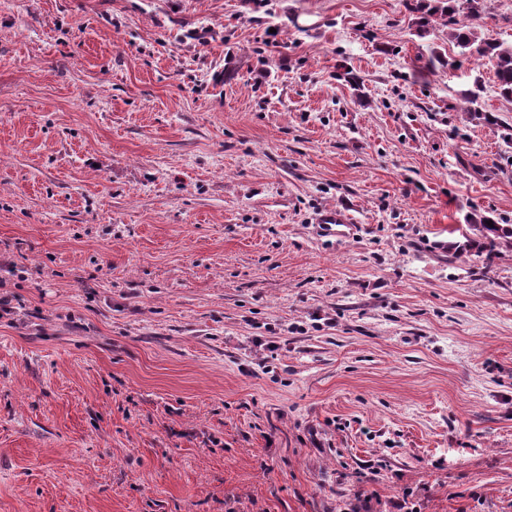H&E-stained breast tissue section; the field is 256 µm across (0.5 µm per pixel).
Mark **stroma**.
<instances>
[{"instance_id":"obj_1","label":"stroma","mask_w":512,"mask_h":512,"mask_svg":"<svg viewBox=\"0 0 512 512\" xmlns=\"http://www.w3.org/2000/svg\"><path fill=\"white\" fill-rule=\"evenodd\" d=\"M413 19L0 0V512H512V101ZM486 221L492 220L483 218L479 220V224H474L479 234L478 240L474 239L471 243L477 246L479 252L492 257L501 253L500 250L505 247L512 248V225L493 222V227H490Z\"/></svg>"}]
</instances>
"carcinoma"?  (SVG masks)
<instances>
[{
  "instance_id": "carcinoma-1",
  "label": "carcinoma",
  "mask_w": 512,
  "mask_h": 512,
  "mask_svg": "<svg viewBox=\"0 0 512 512\" xmlns=\"http://www.w3.org/2000/svg\"><path fill=\"white\" fill-rule=\"evenodd\" d=\"M489 0H413L410 10L419 14L417 24L423 28L432 19L440 17L448 26V40L460 48L458 56L443 58L436 56L442 65L454 70L461 62L474 59L486 60L492 64L495 83L500 95L512 99V44L507 45L493 36L481 31L480 20L490 10ZM481 77L474 78L472 87L463 91L461 97L466 103V111L481 112ZM478 238L473 240L479 252L489 257L496 256L500 250L512 248V225L495 224L488 226L486 219L474 225Z\"/></svg>"
}]
</instances>
